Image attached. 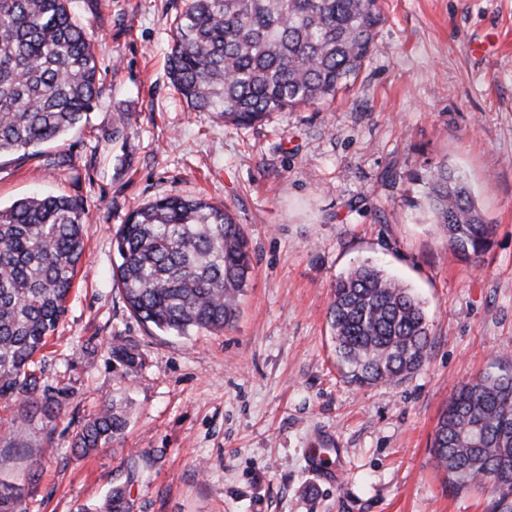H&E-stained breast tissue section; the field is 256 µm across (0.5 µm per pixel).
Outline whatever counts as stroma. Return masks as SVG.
Wrapping results in <instances>:
<instances>
[{"label":"stroma","mask_w":512,"mask_h":512,"mask_svg":"<svg viewBox=\"0 0 512 512\" xmlns=\"http://www.w3.org/2000/svg\"><path fill=\"white\" fill-rule=\"evenodd\" d=\"M378 52L330 105L237 128L194 112L167 56L182 0H71L106 74L87 127L45 145L69 168L0 157V204L33 192L81 197L85 252L67 313L35 362L59 407L24 436L0 399V479L26 512H492L490 486L457 490L431 443L461 383L512 371V0H382ZM135 122L113 137L118 113ZM463 171L495 233L479 264L458 259L420 207L418 175ZM170 194L225 205L255 271L233 328L164 335L112 279L113 235ZM419 296L427 358L395 387L340 371L327 323L332 287L359 261ZM126 345L138 366L113 357ZM123 434L86 455L75 434L104 406ZM330 437L342 473L326 482L306 451Z\"/></svg>","instance_id":"35a3bbf8"}]
</instances>
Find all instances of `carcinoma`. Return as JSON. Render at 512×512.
I'll use <instances>...</instances> for the list:
<instances>
[{
	"mask_svg": "<svg viewBox=\"0 0 512 512\" xmlns=\"http://www.w3.org/2000/svg\"><path fill=\"white\" fill-rule=\"evenodd\" d=\"M71 0H0V156L42 154L87 121L104 87L87 24ZM380 0H184L173 21L172 83L196 112L245 128L275 112L331 103L376 51ZM436 232L462 261L491 246L493 226L465 175L441 163L420 177ZM84 201L33 195L0 207V398L24 405L16 438L59 392L41 383L35 356L67 311L84 253ZM114 280L128 309L163 333L234 327L253 278L248 237L223 206L169 195L132 212L115 232ZM328 322L336 360L360 385H400L423 365L430 324L421 300L370 263L338 277ZM126 426L105 408L77 434L83 453ZM456 489L491 483L512 497V372L485 373L448 399L432 442ZM106 512H130L122 490ZM0 512H24L22 488L0 482Z\"/></svg>",
	"mask_w": 512,
	"mask_h": 512,
	"instance_id": "1",
	"label": "carcinoma"
}]
</instances>
